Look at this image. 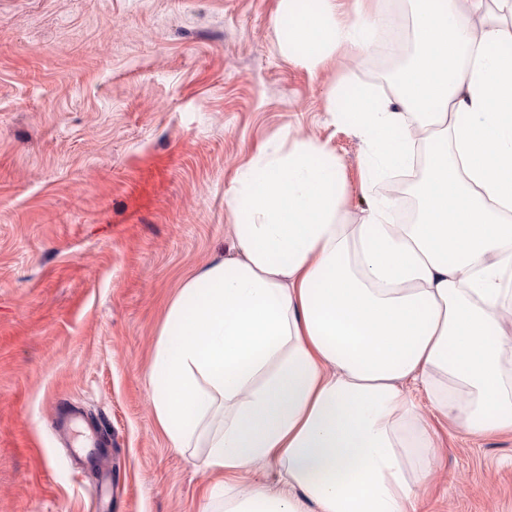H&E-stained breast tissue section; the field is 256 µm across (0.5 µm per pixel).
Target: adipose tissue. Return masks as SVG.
I'll use <instances>...</instances> for the list:
<instances>
[{
  "label": "adipose tissue",
  "instance_id": "ef3b65f1",
  "mask_svg": "<svg viewBox=\"0 0 512 512\" xmlns=\"http://www.w3.org/2000/svg\"><path fill=\"white\" fill-rule=\"evenodd\" d=\"M422 0L418 58L396 101L349 89L345 115L373 164L405 168L415 112L452 151L427 157L418 220L395 224L379 201L344 223L335 154L311 141L259 151L229 202L235 256L186 276L166 308L151 364L158 425L175 451H204L222 512H419L437 457L405 394L471 433H512V0ZM288 0V45L314 64L328 48H369L386 17L355 0ZM274 469L275 484L238 492Z\"/></svg>",
  "mask_w": 512,
  "mask_h": 512
}]
</instances>
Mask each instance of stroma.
I'll return each instance as SVG.
<instances>
[{
	"label": "stroma",
	"mask_w": 512,
	"mask_h": 512,
	"mask_svg": "<svg viewBox=\"0 0 512 512\" xmlns=\"http://www.w3.org/2000/svg\"><path fill=\"white\" fill-rule=\"evenodd\" d=\"M282 0H0V512H207L215 476L169 448L149 364L186 274L234 253L228 203L260 149L324 143L346 223L368 148L346 89L365 52L314 66L288 47ZM431 427L422 512H512V434ZM68 407L111 441L78 462L51 417Z\"/></svg>",
	"instance_id": "stroma-1"
}]
</instances>
